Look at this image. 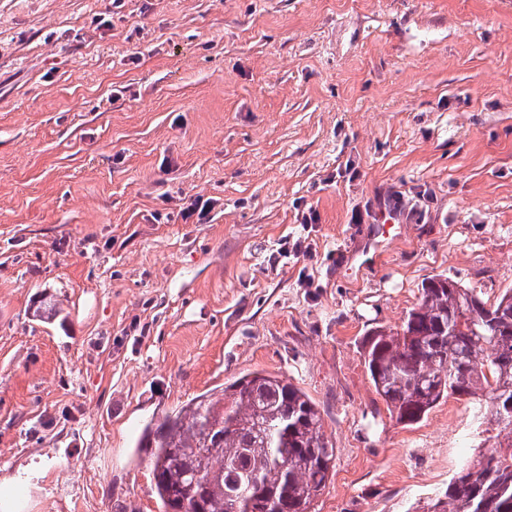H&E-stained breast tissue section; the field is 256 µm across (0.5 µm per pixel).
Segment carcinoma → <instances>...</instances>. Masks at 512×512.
<instances>
[{
    "label": "carcinoma",
    "instance_id": "obj_1",
    "mask_svg": "<svg viewBox=\"0 0 512 512\" xmlns=\"http://www.w3.org/2000/svg\"><path fill=\"white\" fill-rule=\"evenodd\" d=\"M365 366L396 421L417 423L443 398L473 402L494 436L424 512H512V289L488 303L445 275L422 284L400 326L367 340ZM165 512H311L334 459L317 404L288 379L243 375L147 426Z\"/></svg>",
    "mask_w": 512,
    "mask_h": 512
}]
</instances>
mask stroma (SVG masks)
<instances>
[{
	"mask_svg": "<svg viewBox=\"0 0 512 512\" xmlns=\"http://www.w3.org/2000/svg\"><path fill=\"white\" fill-rule=\"evenodd\" d=\"M438 274L512 288V0H0V512H164L143 428L253 372L321 411L312 512H415L485 434L363 341ZM380 221L383 224H375L372 234V241L369 244L366 252L365 257L366 259H372L374 255H376L380 251V242H377V238H381L383 240H388L389 237V230L395 228L397 226L398 228H401L400 224H395L397 220H395V217L392 215L382 214L380 217ZM371 249H373V253L371 257L369 255L371 254ZM278 245L276 254L284 258L292 256L299 259L301 256L304 258L311 255V243H306V238L302 240V238L294 239V237L285 236L279 241Z\"/></svg>",
	"mask_w": 512,
	"mask_h": 512,
	"instance_id": "stroma-1",
	"label": "stroma"
}]
</instances>
